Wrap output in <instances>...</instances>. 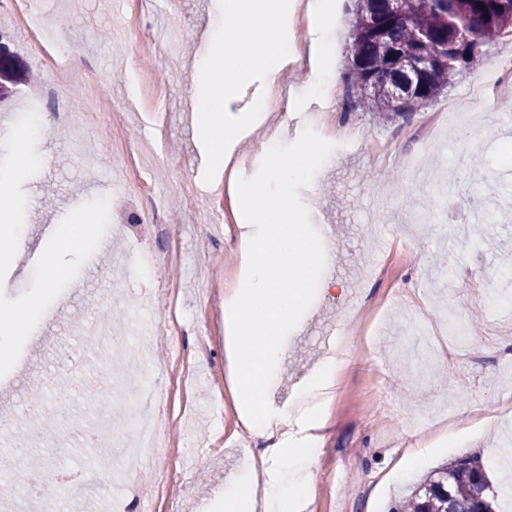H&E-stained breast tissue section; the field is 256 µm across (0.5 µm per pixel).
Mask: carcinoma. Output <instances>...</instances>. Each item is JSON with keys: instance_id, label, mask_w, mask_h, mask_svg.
Returning a JSON list of instances; mask_svg holds the SVG:
<instances>
[{"instance_id": "1", "label": "carcinoma", "mask_w": 512, "mask_h": 512, "mask_svg": "<svg viewBox=\"0 0 512 512\" xmlns=\"http://www.w3.org/2000/svg\"><path fill=\"white\" fill-rule=\"evenodd\" d=\"M350 81L357 105L383 118L430 103L502 36L512 33V0H355ZM430 65L402 96L413 60ZM25 72L0 45V101ZM480 461L457 458L430 471L397 512H496Z\"/></svg>"}]
</instances>
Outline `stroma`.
<instances>
[{"label": "stroma", "instance_id": "1", "mask_svg": "<svg viewBox=\"0 0 512 512\" xmlns=\"http://www.w3.org/2000/svg\"><path fill=\"white\" fill-rule=\"evenodd\" d=\"M216 0H153L143 15L157 50L133 48L122 28L125 0H37L57 33L68 34L62 51L77 69L103 77L101 93L112 102V121L98 124L92 145L78 148L69 128L41 127L36 149L44 162L26 179L23 250L6 276L13 299L30 286L46 238L42 224H59L75 206L119 195L123 180L118 145L146 143V170L165 186L163 222L134 207L109 218V233L95 251L97 267L82 269L46 310L36 335L0 376V448L39 458L42 469L104 479L109 495L69 500L61 512H116L135 501L136 512H163L155 497L158 475L132 460L99 469L102 449L92 438L98 417L89 392L112 397V426L127 428L132 413H151L168 385L161 366L171 346L160 330L172 303H179L188 332L186 347L211 332L210 353L198 361L191 406L162 445L178 452L184 478L168 494L179 512H210L229 481L251 465L255 444L242 424L238 400L228 390L224 330L207 329L201 310L224 299L238 279L242 252L232 224L209 223L214 197L224 183L207 170L195 134L191 89L206 37L221 28ZM354 0H335L336 22L328 34L334 67L345 96H356L347 76L349 22ZM0 44L33 75L5 106L13 117L48 113L42 96L49 73L28 54L24 38L0 10ZM512 36L498 41L442 91L471 115L464 129L428 130L426 108L406 118L381 120L351 108L344 124L356 132L346 148L316 125L336 108L324 89L304 95L288 85L283 111L270 123L280 145L309 144L316 159L292 192L315 220L333 225L325 240L328 264L317 267L302 327L289 335L270 407L285 408L299 382L325 359V333L346 339L348 370L336 381L327 406L306 490V512H397L400 502L428 472L460 455L487 465L491 490L505 476L493 462L502 452L512 414ZM494 75L492 104L470 99L472 81ZM401 139L402 154L384 163L379 141ZM470 212L473 234L459 233L450 219ZM179 242L177 266L167 262L170 240ZM499 276L500 291L483 301L478 277ZM335 278L343 293L320 292ZM112 317V342L97 340L98 322ZM456 318V334L433 337ZM149 352L151 364L134 361ZM456 431L445 442L444 430ZM427 449L424 457L416 449Z\"/></svg>", "mask_w": 512, "mask_h": 512}]
</instances>
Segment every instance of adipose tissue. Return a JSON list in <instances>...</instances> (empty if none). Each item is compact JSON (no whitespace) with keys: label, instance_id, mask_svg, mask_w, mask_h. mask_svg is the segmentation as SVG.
<instances>
[{"label":"adipose tissue","instance_id":"obj_1","mask_svg":"<svg viewBox=\"0 0 512 512\" xmlns=\"http://www.w3.org/2000/svg\"><path fill=\"white\" fill-rule=\"evenodd\" d=\"M289 7L288 0H223L226 29L211 36L192 89L204 163L229 174L226 190L245 246L244 276L224 301L228 384L246 429L263 445L259 467L225 491L219 512H299L314 476L317 432L325 425L318 399L345 366L343 358H327L288 408L268 409L265 399L286 352L285 334L307 301L314 267L325 256L304 231L308 211L296 207L290 193L307 174L311 147L258 155V178L234 167L238 141L266 123L267 92L291 60ZM237 30L254 47L226 54L224 34ZM269 183L276 185L275 193L266 191Z\"/></svg>","mask_w":512,"mask_h":512}]
</instances>
